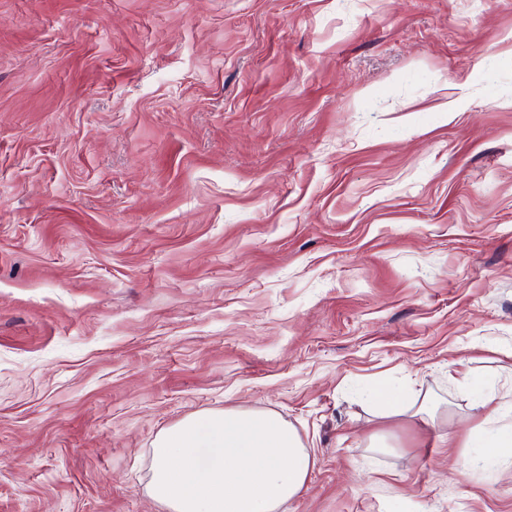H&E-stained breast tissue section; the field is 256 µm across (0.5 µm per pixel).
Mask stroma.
I'll return each mask as SVG.
<instances>
[{
  "mask_svg": "<svg viewBox=\"0 0 512 512\" xmlns=\"http://www.w3.org/2000/svg\"><path fill=\"white\" fill-rule=\"evenodd\" d=\"M224 407L279 512H512V0H0V512H167Z\"/></svg>",
  "mask_w": 512,
  "mask_h": 512,
  "instance_id": "obj_1",
  "label": "stroma"
}]
</instances>
